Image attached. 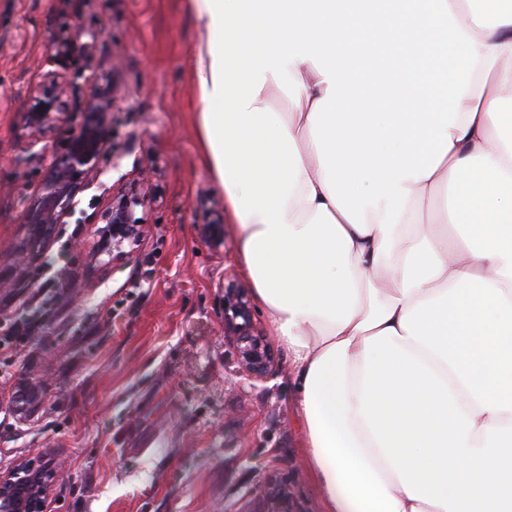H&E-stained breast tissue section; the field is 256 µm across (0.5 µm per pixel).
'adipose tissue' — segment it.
<instances>
[{"label": "adipose tissue", "instance_id": "ef3b65f1", "mask_svg": "<svg viewBox=\"0 0 512 512\" xmlns=\"http://www.w3.org/2000/svg\"><path fill=\"white\" fill-rule=\"evenodd\" d=\"M186 2L327 512H512V0Z\"/></svg>", "mask_w": 512, "mask_h": 512}]
</instances>
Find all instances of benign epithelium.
<instances>
[{
  "instance_id": "7a95c632",
  "label": "benign epithelium",
  "mask_w": 512,
  "mask_h": 512,
  "mask_svg": "<svg viewBox=\"0 0 512 512\" xmlns=\"http://www.w3.org/2000/svg\"><path fill=\"white\" fill-rule=\"evenodd\" d=\"M69 78L57 73L50 87L37 89L31 96L28 110V128L36 137L53 126L65 122L62 99L69 90ZM115 100L94 82L86 84L81 111L85 122L71 135L67 148L54 154L47 173L33 199L26 201L22 223L28 226L23 249L33 255L42 251L62 223L65 214L73 212L75 199L84 178L106 171L103 163L116 167L121 154L113 148L110 123ZM147 199L132 186L112 194V202L102 219L107 227L100 230L105 244L112 245V257L128 255L126 246L136 243L143 234V220L135 208L145 206ZM224 337L231 342L243 371L261 378L272 366L274 357L264 337L256 329L248 293L232 279H224ZM49 486L47 471L31 473L23 466L0 475V512H42L43 496Z\"/></svg>"
}]
</instances>
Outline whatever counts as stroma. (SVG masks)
I'll return each mask as SVG.
<instances>
[{"label": "stroma", "instance_id": "obj_1", "mask_svg": "<svg viewBox=\"0 0 512 512\" xmlns=\"http://www.w3.org/2000/svg\"><path fill=\"white\" fill-rule=\"evenodd\" d=\"M198 35L185 0H0V310L36 267L19 252L22 200L80 123L87 80L116 90L112 144L124 155L78 193L48 250L62 266L61 314L14 355L42 400L17 416L0 381V473L50 460L45 512H326L266 313L253 310L275 355L265 378L242 372L224 336V278L251 282L201 160L186 51ZM54 72L72 78V120L37 154L26 115ZM139 178V245L121 260L97 255L113 188Z\"/></svg>", "mask_w": 512, "mask_h": 512}]
</instances>
